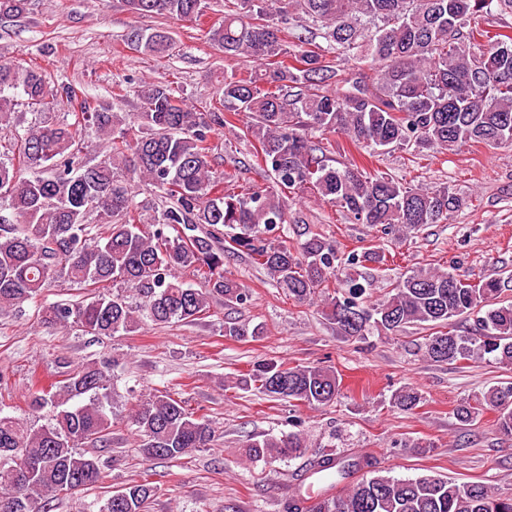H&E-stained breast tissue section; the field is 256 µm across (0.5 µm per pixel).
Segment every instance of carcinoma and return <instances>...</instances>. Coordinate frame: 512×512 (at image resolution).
I'll return each instance as SVG.
<instances>
[{
	"instance_id": "carcinoma-1",
	"label": "carcinoma",
	"mask_w": 512,
	"mask_h": 512,
	"mask_svg": "<svg viewBox=\"0 0 512 512\" xmlns=\"http://www.w3.org/2000/svg\"><path fill=\"white\" fill-rule=\"evenodd\" d=\"M125 2L135 13L182 22L197 20L207 8V0ZM29 6V0H0V20L20 19ZM509 10L512 0H226L210 41L226 59L262 66L268 87L251 72L233 70L224 73L218 104L197 107L168 81H140L134 93L141 135L132 142L122 132L126 113L78 99L69 83L49 95L41 71L0 61V125L21 100L41 111L67 105L74 117L12 132L11 157L0 156V211L7 212L0 219V310L36 299L64 275L89 297L40 307L45 324L114 336L137 330L144 319L192 322L212 298L231 307L247 303L249 291L225 268L226 258L237 255L263 268L295 302L319 303L345 338L473 315L479 335L437 331L425 338L424 357L448 363L490 357L511 370L512 301L501 299L508 281L473 283L455 270L419 269L369 304L359 268L384 261L381 251L352 252L344 260L323 235L291 247L284 232V194L306 189L385 235H404L458 210L462 198L446 186L416 189L354 162L331 164L311 134L342 133L371 157L387 149L512 145V31L491 35L471 26L478 13ZM287 22L292 42L281 28ZM130 36L133 49L149 55H165L175 44L165 29ZM241 113L250 115L243 137L254 143L257 165L271 184L230 191L212 171L211 140ZM86 127L95 129L102 151L94 163L78 166ZM133 175L161 198L160 217L150 224L135 216ZM183 269L202 288L180 280ZM118 286L144 298L140 311ZM263 333L261 325L224 323L226 336ZM62 367L66 378L29 389L32 411L53 409L49 423L37 426L0 411V512H47L48 500L101 478L99 461L80 448L110 444L113 367L107 360L73 369L64 361ZM235 387H253L294 407L330 406L341 395L335 367L320 363L286 367L262 360ZM392 399L411 411L421 395L403 386ZM482 406L496 410L498 429L512 435V384L489 387L454 415L467 425ZM128 422L150 458L180 459L212 441L209 424L167 391L139 400ZM246 448L272 460L299 456L307 444L302 433L290 432L250 439ZM314 468L334 469L350 482L338 496L291 497L288 512H512V497L486 484H459L438 474L396 478L376 469L369 455L344 466L323 458ZM154 495L152 482L138 480L114 491L100 512H147Z\"/></svg>"
}]
</instances>
